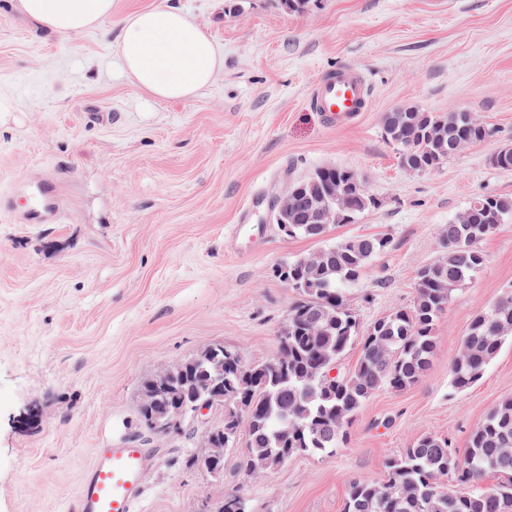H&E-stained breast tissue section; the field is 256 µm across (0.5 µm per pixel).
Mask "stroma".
<instances>
[{"instance_id":"35a3bbf8","label":"stroma","mask_w":512,"mask_h":512,"mask_svg":"<svg viewBox=\"0 0 512 512\" xmlns=\"http://www.w3.org/2000/svg\"><path fill=\"white\" fill-rule=\"evenodd\" d=\"M177 7L205 24L224 65L189 100L159 101L116 53L118 19ZM112 23L62 37L0 0V193L59 177L62 218L25 224L0 210V512H63L98 449L139 440L157 452L139 512H344L350 481L383 472L424 434L466 438L512 395V343L469 389L450 367L473 316L512 290V222L485 238L483 267L456 287L437 348L413 386L379 389L343 448L295 456L270 473L240 471L239 438L221 475L197 466L206 428L224 412L154 434L140 415L145 381L207 345L248 363L278 353L297 298L281 267L315 239L230 238L251 196L273 203L314 169L346 168L378 201L328 242L384 236L390 247L344 292L360 327L408 307L418 271L442 251L444 224L475 197L512 196V0H113ZM368 77L372 103L349 126L306 102L337 68ZM469 112L493 134L440 168L403 170L383 133L394 106ZM36 422L21 424L29 409Z\"/></svg>"}]
</instances>
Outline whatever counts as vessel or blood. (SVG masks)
Here are the masks:
<instances>
[{
  "mask_svg": "<svg viewBox=\"0 0 512 512\" xmlns=\"http://www.w3.org/2000/svg\"><path fill=\"white\" fill-rule=\"evenodd\" d=\"M307 102L328 124H351L369 110L371 88L362 72L343 66L314 86ZM59 211V185L54 178L45 177L30 185L21 211L27 222L55 219ZM151 456V449L135 442L102 449L84 473L67 512H137Z\"/></svg>",
  "mask_w": 512,
  "mask_h": 512,
  "instance_id": "vessel-or-blood-1",
  "label": "vessel or blood"
}]
</instances>
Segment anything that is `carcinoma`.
Returning a JSON list of instances; mask_svg holds the SVG:
<instances>
[{
	"instance_id": "1",
	"label": "carcinoma",
	"mask_w": 512,
	"mask_h": 512,
	"mask_svg": "<svg viewBox=\"0 0 512 512\" xmlns=\"http://www.w3.org/2000/svg\"><path fill=\"white\" fill-rule=\"evenodd\" d=\"M464 113L437 115L399 105L385 113L383 131L400 159L430 172L445 164L439 135H464L483 142L490 129L479 120L466 123ZM352 171L319 168L299 186L301 200L328 194ZM445 225L442 254L418 271L412 304L361 329L344 302V289L388 246L383 237H356L325 245L280 269L299 299L288 310V361L277 358L244 368L204 361L165 370L166 382L184 400L181 417L191 414V397L205 382L224 385V397L245 396L255 412L248 422L247 451L240 468L264 475L289 458L328 454L344 447L346 426L380 388L404 390L419 381L436 350L435 329L452 291L483 265L479 243L512 220V197L485 194L475 198ZM364 190L349 194L354 218L376 207ZM331 224L307 221L300 205L288 213L285 238L320 240ZM512 339V291L505 292L469 324L459 356L452 363V385L463 391L476 383L504 342ZM360 355L347 374L337 363L353 345ZM171 396L142 397L140 414H172ZM344 512H512V396L501 399L468 435L464 450L448 439L424 434L386 461L384 473L350 481Z\"/></svg>"
}]
</instances>
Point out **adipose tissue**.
Masks as SVG:
<instances>
[{"mask_svg": "<svg viewBox=\"0 0 512 512\" xmlns=\"http://www.w3.org/2000/svg\"><path fill=\"white\" fill-rule=\"evenodd\" d=\"M17 7L61 36L112 19V0H17ZM119 25L117 53L123 71L154 98L195 97L224 65L206 27L177 9L137 10Z\"/></svg>", "mask_w": 512, "mask_h": 512, "instance_id": "ef3b65f1", "label": "adipose tissue"}]
</instances>
